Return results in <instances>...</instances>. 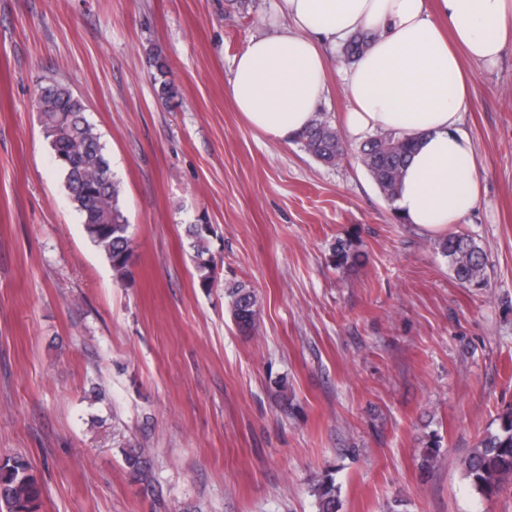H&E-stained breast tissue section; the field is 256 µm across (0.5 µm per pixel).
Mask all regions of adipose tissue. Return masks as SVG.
Returning a JSON list of instances; mask_svg holds the SVG:
<instances>
[{
    "instance_id": "adipose-tissue-1",
    "label": "adipose tissue",
    "mask_w": 512,
    "mask_h": 512,
    "mask_svg": "<svg viewBox=\"0 0 512 512\" xmlns=\"http://www.w3.org/2000/svg\"><path fill=\"white\" fill-rule=\"evenodd\" d=\"M289 24L235 56L227 94L247 124L287 145L310 126L326 91L328 49L371 33L344 70L347 135L392 131L414 140L394 205L405 223L438 234L480 199L464 61L493 65L512 47V0H278Z\"/></svg>"
}]
</instances>
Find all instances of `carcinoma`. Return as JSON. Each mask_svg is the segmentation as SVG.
<instances>
[{
	"label": "carcinoma",
	"instance_id": "cac0c4a2",
	"mask_svg": "<svg viewBox=\"0 0 512 512\" xmlns=\"http://www.w3.org/2000/svg\"><path fill=\"white\" fill-rule=\"evenodd\" d=\"M369 38L368 33H358L347 40L342 47L344 59L354 61L368 45ZM148 63L155 70L154 80L159 82V98L170 101L176 92L166 81L165 58L152 53ZM38 98L44 137L82 218L85 233L105 255L115 278L122 282L131 274L136 249L120 203V182L112 173L101 136L87 119L82 100L68 85L56 82L43 86ZM298 142L324 165L336 164L347 151L331 117L320 112L299 135ZM411 151L412 143L394 132H379L361 145V162L386 198L395 197L399 174ZM185 234L194 253L199 285L210 288L217 267L209 248L213 225L202 217L187 225ZM359 246L356 238L338 239L330 249L328 260L337 269H347L361 256ZM433 246L448 259L460 283L473 288L488 287V256L474 239L462 233H450L434 239ZM225 295L238 329L249 332L257 316L254 291L238 283L226 289ZM422 445L418 468L422 474L429 475L441 458L442 445L435 434L425 436ZM123 452L130 476L141 479L145 465L140 453L135 448H125ZM464 478L483 499L512 486V409L499 417L498 426L487 430L465 457ZM340 494L341 487L336 485L333 472L325 471L312 486L317 512H339ZM41 498V479L27 459L14 456L0 461V512H40Z\"/></svg>",
	"mask_w": 512,
	"mask_h": 512
}]
</instances>
